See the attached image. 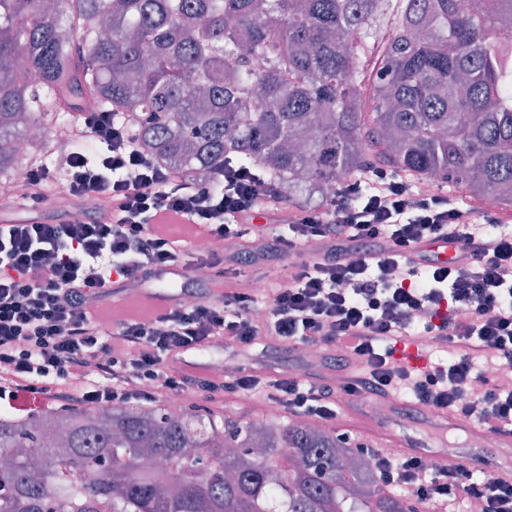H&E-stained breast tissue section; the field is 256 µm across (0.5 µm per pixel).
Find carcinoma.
<instances>
[{"label":"carcinoma","instance_id":"carcinoma-1","mask_svg":"<svg viewBox=\"0 0 512 512\" xmlns=\"http://www.w3.org/2000/svg\"><path fill=\"white\" fill-rule=\"evenodd\" d=\"M511 12L512 0H0V172L40 121L39 86L58 121L89 100L140 113L141 147L186 179L229 157L318 192L339 169L382 165L511 211ZM256 426L191 407L0 413V512H416L343 463L328 432Z\"/></svg>","mask_w":512,"mask_h":512}]
</instances>
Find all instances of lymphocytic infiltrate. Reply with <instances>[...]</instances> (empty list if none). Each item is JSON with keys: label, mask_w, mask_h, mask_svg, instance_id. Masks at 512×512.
Segmentation results:
<instances>
[{"label": "lymphocytic infiltrate", "mask_w": 512, "mask_h": 512, "mask_svg": "<svg viewBox=\"0 0 512 512\" xmlns=\"http://www.w3.org/2000/svg\"><path fill=\"white\" fill-rule=\"evenodd\" d=\"M135 115H78L65 171L51 179L29 165L24 199L81 204L82 220L0 224V399L47 394L66 407L153 406L185 391L261 396L308 418L336 417V396L380 401L410 396L436 411L487 429L512 428V385L474 372L480 359L512 370V226L498 214L421 178L376 167L371 186L348 179L326 205L289 208L285 191L256 166L232 160L207 180L190 181L160 167L137 146ZM285 215L287 232L243 226L258 212ZM187 219V236L250 239L259 261L292 260L288 276L267 294L237 289L195 304L176 299L148 316L106 324L100 304L113 286L144 285L168 267L191 273L224 263L223 255L189 257L187 236L166 220ZM445 240L463 261L414 263L422 242ZM265 305L263 318L253 315ZM421 325L419 344L447 348L445 366L411 369L393 358L395 342ZM284 347L338 348L337 375L312 382L254 368L231 380L176 366V358L214 340L250 349L261 338ZM380 487L416 501L456 504L473 494L485 512H512V479L463 484L459 469L423 455L379 457Z\"/></svg>", "instance_id": "obj_1"}]
</instances>
